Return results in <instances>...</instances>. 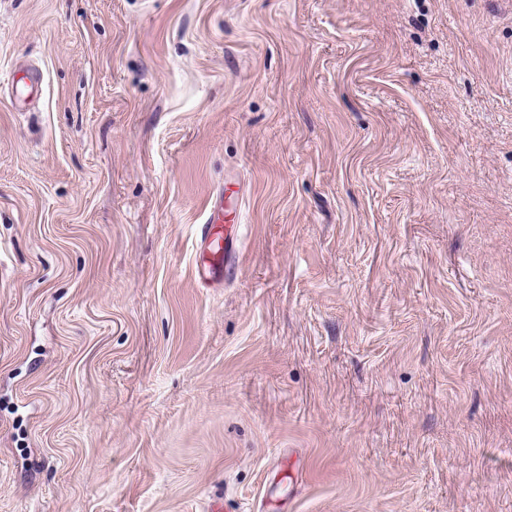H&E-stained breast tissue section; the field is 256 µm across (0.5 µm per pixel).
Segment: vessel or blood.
Here are the masks:
<instances>
[{
    "instance_id": "1",
    "label": "vessel or blood",
    "mask_w": 512,
    "mask_h": 512,
    "mask_svg": "<svg viewBox=\"0 0 512 512\" xmlns=\"http://www.w3.org/2000/svg\"><path fill=\"white\" fill-rule=\"evenodd\" d=\"M13 95L18 104H26L40 93V77L33 71L11 81ZM223 198H216L201 224L196 227L198 250L194 273L197 281L205 286L221 287L236 276V259L241 249L239 236L224 230L222 215Z\"/></svg>"
}]
</instances>
